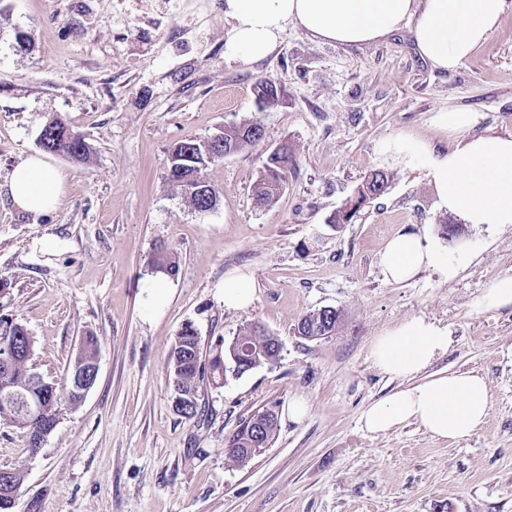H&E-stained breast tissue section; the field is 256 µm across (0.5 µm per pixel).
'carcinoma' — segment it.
<instances>
[{
  "mask_svg": "<svg viewBox=\"0 0 512 512\" xmlns=\"http://www.w3.org/2000/svg\"><path fill=\"white\" fill-rule=\"evenodd\" d=\"M264 130L257 124H241L224 127V146L239 152L248 146L257 144L262 140ZM39 148L50 154L65 156L73 161L85 163L90 158V149L84 139L68 125L62 118H50L42 127L38 136ZM224 159V150L217 148L210 153L202 150V141L199 139H184L173 145L167 158V179L178 190L181 198L188 206L205 214L215 209L222 192L211 185L203 176L209 165ZM294 167L292 154L288 149L281 148L274 154H269L263 165L260 179L254 186V195L259 204H270L286 181L288 172ZM388 179L377 172L358 189L361 198L358 204L362 205L381 196L387 189ZM167 268L168 274L176 276L179 265L169 254L155 256L148 265L149 273L156 276L160 274L158 268ZM237 343V356H232L231 343L211 354L208 361H203L204 350L196 329L191 324L185 325L179 332L168 356L169 365H178L177 378L174 381L176 390L190 396L189 403L193 408V416L201 414L199 403L200 383L209 380L213 384H222L228 376L241 377L265 363L273 362L279 356L272 343L266 340L264 333L256 328L244 331L234 337ZM21 347L23 354L19 356L8 376L10 389L0 391V422H5L24 435L29 432H42L49 434L55 427L61 412V399L73 403L67 387L59 386L44 380L28 367L27 354L32 350L33 341L29 337L28 329L10 317L0 315V354L14 347ZM99 350L98 339L95 336L84 338L80 350L74 360L92 362ZM26 399L37 402L43 407L40 417L33 420H24L18 416L17 405ZM263 418L260 412L243 419L232 439L235 460H242L244 456H255L256 452L269 447L272 443L276 426L269 427L263 439L257 445H252L253 435L251 423L254 418Z\"/></svg>",
  "mask_w": 512,
  "mask_h": 512,
  "instance_id": "1",
  "label": "carcinoma"
}]
</instances>
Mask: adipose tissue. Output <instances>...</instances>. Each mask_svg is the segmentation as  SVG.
I'll return each mask as SVG.
<instances>
[{
    "label": "adipose tissue",
    "instance_id": "obj_1",
    "mask_svg": "<svg viewBox=\"0 0 512 512\" xmlns=\"http://www.w3.org/2000/svg\"><path fill=\"white\" fill-rule=\"evenodd\" d=\"M505 0H224L232 21L226 48L254 58L270 51L287 24L324 43L342 46L378 42L413 21L421 57L433 68H459L500 24ZM466 113H439L437 127L455 134L446 153L426 140L403 135L387 150L399 159L421 160L438 205L463 224L512 226V133L467 134ZM63 178L46 161L30 157L13 170L10 196L20 209L43 213L60 200ZM465 264L416 234L390 239L381 266L387 280L402 282L420 270L436 269L456 278ZM448 331L424 318L404 320L377 336L374 364L405 380V387L371 403L361 420L380 434L416 423L434 438L458 441L472 436L489 416L490 394L484 377L470 372H430L449 345Z\"/></svg>",
    "mask_w": 512,
    "mask_h": 512
}]
</instances>
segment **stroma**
I'll list each match as a JSON object with an SVG mask.
<instances>
[{
    "label": "stroma",
    "instance_id": "1",
    "mask_svg": "<svg viewBox=\"0 0 512 512\" xmlns=\"http://www.w3.org/2000/svg\"><path fill=\"white\" fill-rule=\"evenodd\" d=\"M0 313L29 330L30 366L63 384L86 333L100 340L98 377L64 407L37 454L0 425V468L25 474L12 512H512V306L488 309L491 281L512 275V226L460 228L444 239L421 162L384 152L402 134L447 150L438 113H470L469 133H512V0L487 41L457 70L422 59L410 28L370 45L339 46L286 25L268 54L224 52V0H0ZM27 32L30 52L12 46ZM280 82L278 108L259 110L258 80ZM61 116L89 145L88 163L42 153L38 135ZM264 137L206 172L219 206L198 214L166 179L171 146L225 126ZM288 146L296 165L275 202L253 188L267 155ZM63 177L57 209L16 207L9 177L30 156ZM386 192L346 224L331 216L376 171ZM417 234L468 261L455 280L422 270L386 281L380 255ZM180 265L169 302L146 316L142 283L157 248ZM252 273L254 302L224 307V278ZM323 307L335 335L299 336ZM422 317L445 327L434 370L472 372L489 386V416L470 438L444 441L409 424L385 434L361 420L400 379L371 358L376 336ZM204 349L258 325L278 336L275 362L202 384L205 415L173 407L168 352L185 324ZM304 400L298 422L286 411ZM274 408L272 444L245 463L225 452L242 418Z\"/></svg>",
    "mask_w": 512,
    "mask_h": 512
}]
</instances>
